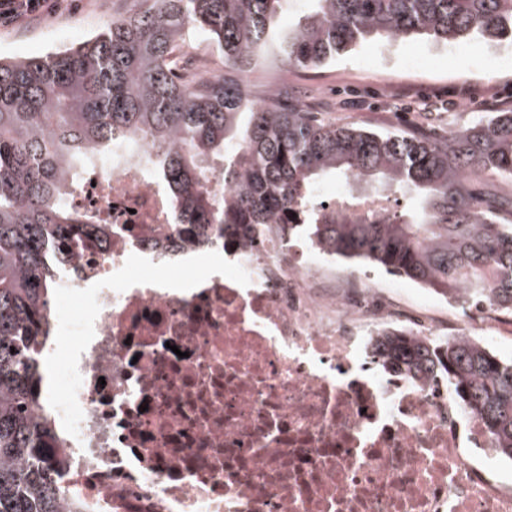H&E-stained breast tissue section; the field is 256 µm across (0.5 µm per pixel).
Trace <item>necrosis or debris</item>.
I'll return each mask as SVG.
<instances>
[{
	"label": "necrosis or debris",
	"mask_w": 512,
	"mask_h": 512,
	"mask_svg": "<svg viewBox=\"0 0 512 512\" xmlns=\"http://www.w3.org/2000/svg\"><path fill=\"white\" fill-rule=\"evenodd\" d=\"M155 152L78 171L69 203L103 245L67 253L48 299L42 412L80 512H512L482 420L371 348L393 329L495 342L489 301L440 320L283 223L179 231Z\"/></svg>",
	"instance_id": "1"
}]
</instances>
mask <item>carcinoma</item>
I'll list each match as a JSON object with an SVG mask.
<instances>
[{
    "instance_id": "carcinoma-1",
    "label": "carcinoma",
    "mask_w": 512,
    "mask_h": 512,
    "mask_svg": "<svg viewBox=\"0 0 512 512\" xmlns=\"http://www.w3.org/2000/svg\"><path fill=\"white\" fill-rule=\"evenodd\" d=\"M291 2L138 0L76 47L0 58V512H78L47 451L37 348L48 254L62 259L97 224L71 209L69 176L116 145L150 140L178 223L222 224L226 234L322 210L316 189L336 175L408 195L415 209L385 224L326 217L310 234L341 260L377 265L450 303L466 292L512 313V222L469 190L478 174L512 180V111L435 141L325 124L283 106L279 91L251 96L241 79L270 56L316 69L372 36L512 47V0H306L304 15L280 28L275 18ZM197 34L224 71L190 84L171 63ZM213 177L234 195L209 192ZM373 348L412 382L447 378L512 459V358L475 339L426 343L397 332Z\"/></svg>"
}]
</instances>
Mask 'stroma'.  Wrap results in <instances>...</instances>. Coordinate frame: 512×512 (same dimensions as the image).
<instances>
[{
  "label": "stroma",
  "instance_id": "obj_1",
  "mask_svg": "<svg viewBox=\"0 0 512 512\" xmlns=\"http://www.w3.org/2000/svg\"><path fill=\"white\" fill-rule=\"evenodd\" d=\"M133 0H71L55 13L78 28L73 38L49 39L43 21L0 27V56H34L87 39ZM497 47L479 39L450 46L418 37L379 38L315 70L279 66L288 102L317 119L376 132L403 130L440 140L512 109V67Z\"/></svg>",
  "mask_w": 512,
  "mask_h": 512
}]
</instances>
